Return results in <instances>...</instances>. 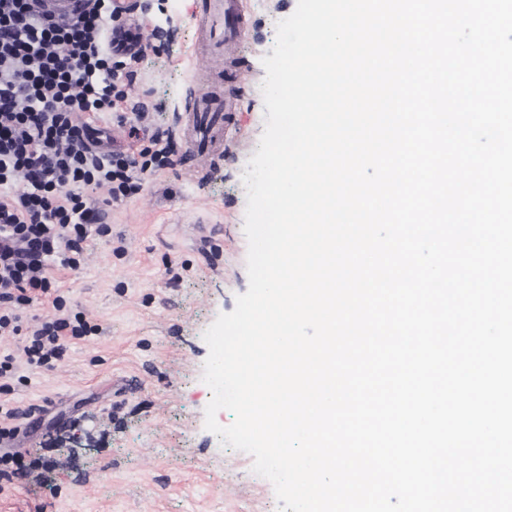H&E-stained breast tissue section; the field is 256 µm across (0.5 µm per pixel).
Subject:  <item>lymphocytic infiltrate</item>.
I'll list each match as a JSON object with an SVG mask.
<instances>
[{
  "label": "lymphocytic infiltrate",
  "mask_w": 512,
  "mask_h": 512,
  "mask_svg": "<svg viewBox=\"0 0 512 512\" xmlns=\"http://www.w3.org/2000/svg\"><path fill=\"white\" fill-rule=\"evenodd\" d=\"M45 2L0 0V335L22 336L37 368L59 356L64 338L97 332L82 313L65 314L64 297L51 293L52 268L80 269L90 236L109 232L89 191L121 203L175 164L170 136L146 126L144 102L129 93L153 42H105L107 30L139 29L142 21L117 0H76L66 18L45 11ZM103 112L127 128L136 148L91 147ZM48 294L62 317L23 334L18 308Z\"/></svg>",
  "instance_id": "lymphocytic-infiltrate-1"
}]
</instances>
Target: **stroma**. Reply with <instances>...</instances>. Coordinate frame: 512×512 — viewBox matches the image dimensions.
I'll list each match as a JSON object with an SVG mask.
<instances>
[{
  "instance_id": "stroma-1",
  "label": "stroma",
  "mask_w": 512,
  "mask_h": 512,
  "mask_svg": "<svg viewBox=\"0 0 512 512\" xmlns=\"http://www.w3.org/2000/svg\"><path fill=\"white\" fill-rule=\"evenodd\" d=\"M138 2L147 31L171 36L139 64L131 90L151 126L169 131L177 163L107 208L112 237H92L81 271H55L60 294L100 331L66 339L52 367L19 363L0 390L53 462L43 479L1 490L0 512H280L252 456L204 427L203 335L248 290L242 176L265 128L262 59L297 0H245L250 34L236 69L214 73L239 90L232 140L199 173L182 135L201 65L196 0Z\"/></svg>"
}]
</instances>
